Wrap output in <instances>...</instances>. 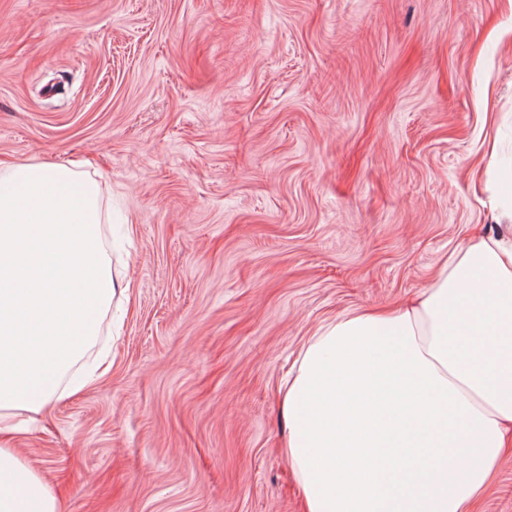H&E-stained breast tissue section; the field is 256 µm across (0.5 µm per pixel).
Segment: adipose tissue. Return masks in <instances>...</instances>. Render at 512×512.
<instances>
[{"label":"adipose tissue","mask_w":512,"mask_h":512,"mask_svg":"<svg viewBox=\"0 0 512 512\" xmlns=\"http://www.w3.org/2000/svg\"><path fill=\"white\" fill-rule=\"evenodd\" d=\"M97 182L0 170V418L81 392L68 378L125 293ZM282 448L306 512H469L512 439V225L451 251L397 308L320 324L282 390ZM64 512L0 443V512Z\"/></svg>","instance_id":"ef3b65f1"}]
</instances>
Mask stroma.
<instances>
[{
	"instance_id": "1",
	"label": "stroma",
	"mask_w": 512,
	"mask_h": 512,
	"mask_svg": "<svg viewBox=\"0 0 512 512\" xmlns=\"http://www.w3.org/2000/svg\"><path fill=\"white\" fill-rule=\"evenodd\" d=\"M512 0H0V169L79 163L132 285L9 439L66 512H304L278 389L512 206Z\"/></svg>"
}]
</instances>
